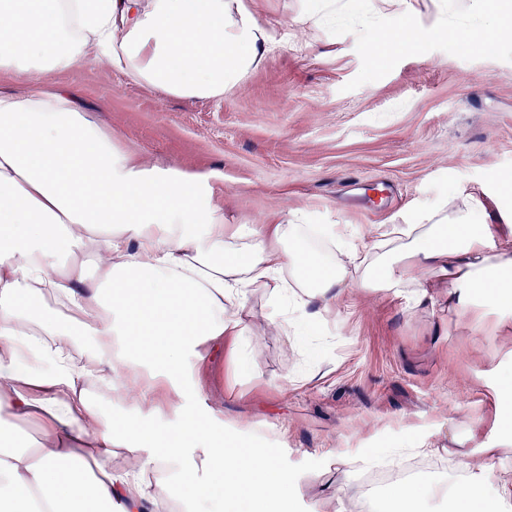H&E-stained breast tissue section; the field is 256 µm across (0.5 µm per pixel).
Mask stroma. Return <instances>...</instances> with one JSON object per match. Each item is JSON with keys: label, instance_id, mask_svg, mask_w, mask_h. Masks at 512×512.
<instances>
[{"label": "stroma", "instance_id": "obj_1", "mask_svg": "<svg viewBox=\"0 0 512 512\" xmlns=\"http://www.w3.org/2000/svg\"><path fill=\"white\" fill-rule=\"evenodd\" d=\"M275 39L223 100L185 99L97 61L42 81L145 164L211 177L228 224H345L370 237L455 190L483 188L488 223L512 216V63L442 51L403 59L353 91L356 38L327 32L303 0H244ZM385 18L426 27L440 0H374ZM270 293L250 299L239 353L186 355L183 369L218 418L276 451L300 486L295 512H333L322 486L361 475L354 459L449 424L488 418L479 376L512 361L501 340L384 290L354 293L296 344L266 324Z\"/></svg>", "mask_w": 512, "mask_h": 512}]
</instances>
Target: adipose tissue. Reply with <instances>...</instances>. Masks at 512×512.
Wrapping results in <instances>:
<instances>
[{"label": "adipose tissue", "instance_id": "adipose-tissue-1", "mask_svg": "<svg viewBox=\"0 0 512 512\" xmlns=\"http://www.w3.org/2000/svg\"><path fill=\"white\" fill-rule=\"evenodd\" d=\"M274 39L242 0H0V71L32 82L0 89V413L38 424L36 447L0 427V512H291L296 485L275 451L196 405L185 354L240 343L250 297L272 291L271 327L315 321L354 291L376 288L413 307L445 279L455 313L495 335L480 304L512 308V225L489 224L475 193L424 207L371 239L319 225L339 260L300 244L302 224H228L200 174L145 166L73 94L42 76L87 60L186 99H223ZM492 432L512 443V368L495 373ZM126 406L123 414L112 405ZM181 419L161 430V410ZM441 440L361 457L373 468L420 451L464 473L450 485L401 487L388 505L351 479L336 512H493L512 501L481 460ZM180 463L179 482L163 471Z\"/></svg>", "mask_w": 512, "mask_h": 512}]
</instances>
